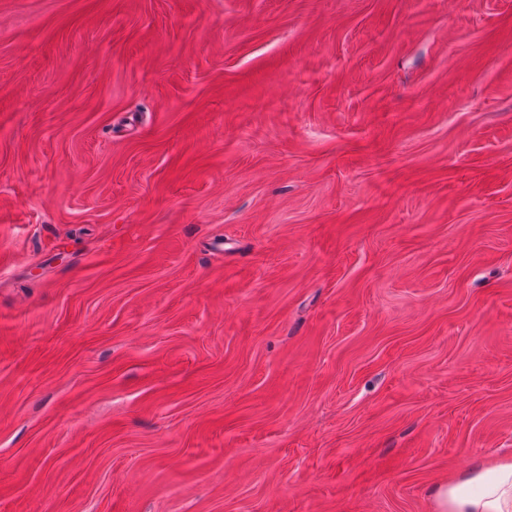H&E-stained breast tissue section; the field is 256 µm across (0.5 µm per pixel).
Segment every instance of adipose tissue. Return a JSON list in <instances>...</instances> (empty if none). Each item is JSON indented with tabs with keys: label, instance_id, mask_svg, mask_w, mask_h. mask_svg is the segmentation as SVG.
<instances>
[{
	"label": "adipose tissue",
	"instance_id": "adipose-tissue-1",
	"mask_svg": "<svg viewBox=\"0 0 512 512\" xmlns=\"http://www.w3.org/2000/svg\"><path fill=\"white\" fill-rule=\"evenodd\" d=\"M432 494L436 512H512V456L473 466Z\"/></svg>",
	"mask_w": 512,
	"mask_h": 512
}]
</instances>
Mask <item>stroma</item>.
<instances>
[{
	"label": "stroma",
	"mask_w": 512,
	"mask_h": 512,
	"mask_svg": "<svg viewBox=\"0 0 512 512\" xmlns=\"http://www.w3.org/2000/svg\"><path fill=\"white\" fill-rule=\"evenodd\" d=\"M509 454L512 0H0V512Z\"/></svg>",
	"instance_id": "1"
}]
</instances>
